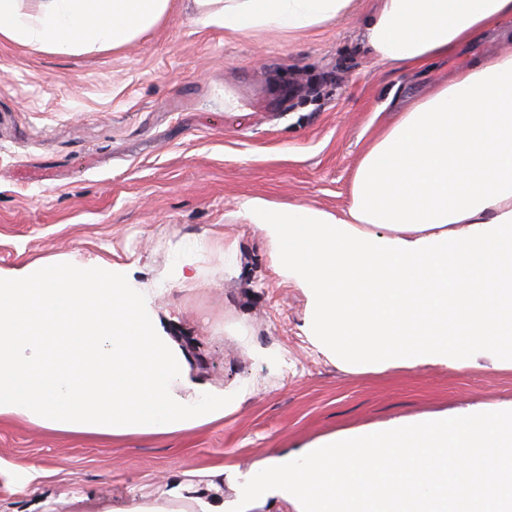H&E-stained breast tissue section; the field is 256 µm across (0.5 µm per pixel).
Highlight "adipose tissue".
Returning <instances> with one entry per match:
<instances>
[{
	"label": "adipose tissue",
	"mask_w": 512,
	"mask_h": 512,
	"mask_svg": "<svg viewBox=\"0 0 512 512\" xmlns=\"http://www.w3.org/2000/svg\"><path fill=\"white\" fill-rule=\"evenodd\" d=\"M352 0H188L231 33L300 31ZM170 0H0V37L98 53L154 27ZM512 19V0H379L366 42L419 68ZM278 265L310 299L308 337L351 371L489 359L512 366V54L473 64L401 112L357 166L346 216L260 198ZM250 390L189 375L148 291L74 261L0 274V417L102 436L173 433L221 420ZM472 462L442 464L449 450ZM395 465L382 471L378 456ZM295 512H512V402L344 430L262 461L235 512L267 494Z\"/></svg>",
	"instance_id": "ef3b65f1"
}]
</instances>
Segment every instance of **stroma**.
I'll return each mask as SVG.
<instances>
[{
	"label": "stroma",
	"instance_id": "obj_1",
	"mask_svg": "<svg viewBox=\"0 0 512 512\" xmlns=\"http://www.w3.org/2000/svg\"><path fill=\"white\" fill-rule=\"evenodd\" d=\"M377 0L299 32L232 35L184 0L128 44L93 55L0 38V271L47 261L115 265L158 289L154 307L189 352L192 378L251 395L223 420L173 434L110 438L0 419V512H109L216 465L211 499L236 501L258 462L329 434L512 401V369L489 361L352 372L303 325L308 297L275 263L248 197L332 214L399 112L471 64L512 53V21L425 69L365 47ZM209 275L199 284L196 273ZM279 354L274 369L253 345ZM51 474L39 490L10 471Z\"/></svg>",
	"mask_w": 512,
	"mask_h": 512
}]
</instances>
